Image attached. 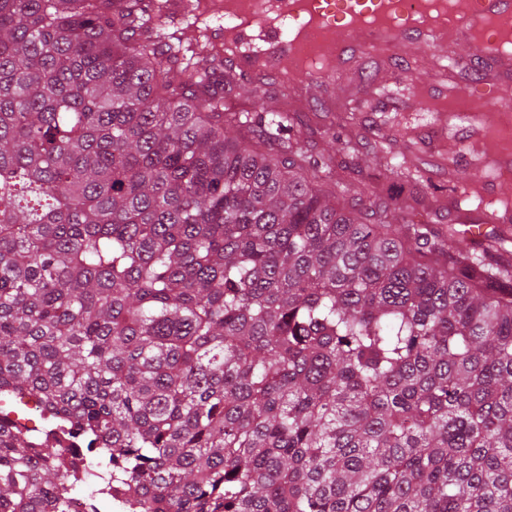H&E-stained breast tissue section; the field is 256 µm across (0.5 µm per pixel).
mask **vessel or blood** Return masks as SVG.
Segmentation results:
<instances>
[{
    "mask_svg": "<svg viewBox=\"0 0 512 512\" xmlns=\"http://www.w3.org/2000/svg\"><path fill=\"white\" fill-rule=\"evenodd\" d=\"M271 13L293 22L294 36L282 41L276 27H268L267 40L282 42L280 63L291 64L294 52L315 30L325 31L316 58L335 67L357 33L376 31L389 46H400L410 32L422 37L453 39L457 30H470L484 49L512 44V0H265Z\"/></svg>",
    "mask_w": 512,
    "mask_h": 512,
    "instance_id": "obj_1",
    "label": "vessel or blood"
}]
</instances>
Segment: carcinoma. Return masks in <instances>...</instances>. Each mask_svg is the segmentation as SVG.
Segmentation results:
<instances>
[{
    "mask_svg": "<svg viewBox=\"0 0 512 512\" xmlns=\"http://www.w3.org/2000/svg\"><path fill=\"white\" fill-rule=\"evenodd\" d=\"M168 0H0V394L141 512H512V251L448 246L332 158ZM0 416V512H66ZM2 409L5 414L9 413V417L18 426L37 427L38 431L29 433L33 437L39 436L40 431L49 424L41 415L40 410L35 407L33 401L27 396L22 399V402H20V398L15 395L7 398L5 402H2Z\"/></svg>",
    "mask_w": 512,
    "mask_h": 512,
    "instance_id": "cac0c4a2",
    "label": "carcinoma"
}]
</instances>
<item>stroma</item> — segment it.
Segmentation results:
<instances>
[{
  "label": "stroma",
  "mask_w": 512,
  "mask_h": 512,
  "mask_svg": "<svg viewBox=\"0 0 512 512\" xmlns=\"http://www.w3.org/2000/svg\"><path fill=\"white\" fill-rule=\"evenodd\" d=\"M225 0H201L196 16H177L188 31L206 32L216 60L238 77L231 110L250 109L255 95L269 108L299 113L310 152L333 158V172L362 201L381 196L413 201L406 218L465 235L483 210H498L494 233L512 237V136H506L512 79L468 35L456 43L372 51L352 46L335 71L298 83L289 71L254 70L226 31L243 26L254 51L267 48L261 23L232 15ZM396 164L418 172L422 192L390 174Z\"/></svg>",
  "instance_id": "stroma-1"
}]
</instances>
